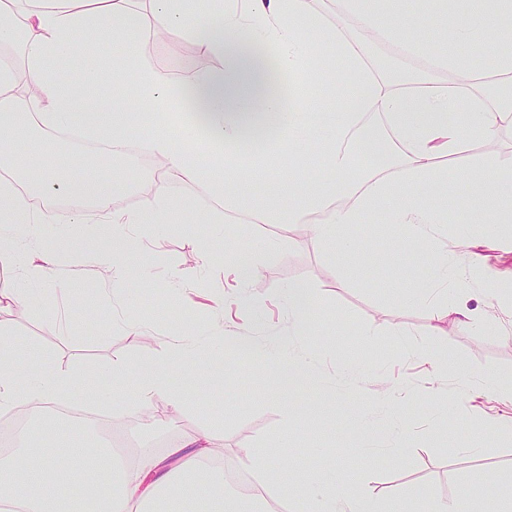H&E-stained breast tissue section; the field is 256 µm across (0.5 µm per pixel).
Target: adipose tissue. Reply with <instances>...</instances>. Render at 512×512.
<instances>
[{"instance_id":"1","label":"adipose tissue","mask_w":512,"mask_h":512,"mask_svg":"<svg viewBox=\"0 0 512 512\" xmlns=\"http://www.w3.org/2000/svg\"><path fill=\"white\" fill-rule=\"evenodd\" d=\"M399 2L336 0L331 21L313 8V0H209L200 19L193 16L190 0H146L143 13L133 0H0V51L19 50L24 64L20 78L11 67L0 68V268L22 271L32 280L54 276L59 260L77 252L78 236L57 235L31 256L23 254L21 241L52 223L61 197L75 196L111 225L112 244L96 260L113 282L126 283L135 275L129 254L147 251L151 241L128 236L125 225L192 227L167 190L173 181L202 188L213 211L228 218L243 214L255 224H308L337 257L363 253L355 227L391 198L400 201L393 221L402 240L434 245L443 224L466 239L469 215H451L412 194L416 187L436 193L452 176L465 179L481 197V223L512 224V185L500 179L499 161L467 156L474 144L512 127V0H494L491 13L475 7L465 26L442 31L432 54L413 36ZM147 16L155 29L182 30L214 59V67L175 86L163 71L140 65ZM352 20L371 40L392 44L408 58H426L427 68L390 78L349 34ZM83 40L93 52L105 45L120 48L123 76L148 109V119L125 107L100 106L98 90L106 75L63 71L49 76V65ZM477 40L495 51L490 69L471 63L467 49ZM434 69L467 80L441 84L430 77ZM339 74L349 78L345 102L326 120L310 109L313 92ZM370 115L378 116L379 124L367 123ZM59 130L107 145L108 159L116 161L125 158L134 138L143 137L162 164L153 177V194L140 208L121 210L114 206L115 191L125 178L104 181L90 173L77 181L63 179L41 162L48 134ZM358 148L373 159L360 173L354 163ZM311 153L329 178L307 177ZM284 156L295 164L284 192L262 198L248 194L249 181L278 177ZM454 282V269L444 262L437 279L416 287L414 294L438 322L473 323L475 312L442 298ZM20 344L11 325L0 321L1 410L21 404L42 409L79 386L93 387L102 405L132 413L155 404L153 420L160 428L172 425L174 412L187 407L160 363L147 361L133 370L117 361L103 371L72 372L46 357L30 365ZM224 344L233 353L261 358L265 370L276 375L280 399H290L292 389L312 376L306 358L262 348L239 335L225 337ZM133 372L138 383L130 389L126 382ZM39 436L62 438L71 460L34 448ZM19 442L20 456L0 461V512H133L162 497L192 498L216 512H238L227 504L230 483L223 470L211 466L216 453L206 431L183 437L166 456L134 464L96 449V479L84 487L72 461L84 459L85 443L62 418L42 411ZM292 494L304 498L310 512H385L362 489L338 496L315 481Z\"/></svg>"}]
</instances>
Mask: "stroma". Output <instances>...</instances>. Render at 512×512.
Listing matches in <instances>:
<instances>
[{"instance_id":"35a3bbf8","label":"stroma","mask_w":512,"mask_h":512,"mask_svg":"<svg viewBox=\"0 0 512 512\" xmlns=\"http://www.w3.org/2000/svg\"><path fill=\"white\" fill-rule=\"evenodd\" d=\"M473 0H452L448 11L428 14L423 0H403L401 9L415 22V34L427 48L435 46V26L464 23ZM192 44L182 31L160 39L143 35L140 59L159 68L176 83L212 67L201 54H187ZM125 167L129 185L116 196L120 209L137 208L149 186L155 160L143 142L131 144ZM175 204L194 222L187 231L170 224H141L137 235L157 241L153 250L134 253L130 262L136 278L113 293L109 274L93 261L94 254L112 242L106 224L84 227L80 251L62 259L55 278L43 282L47 308L22 306L0 313L12 322L24 342L22 353L41 350L62 368H106L115 361L136 364L164 356L173 335H201L204 346L195 355L199 364L221 355L214 336L240 334L292 353L315 359L317 384L298 387L292 408L273 396L274 380L256 374L252 358H231L221 382L189 373L182 363L172 365L175 383L191 396L172 431L173 439L212 430L227 465L247 466L245 451H264L269 486H302L318 479L317 457L328 458L347 475L349 487L360 486L384 505L401 512H431L433 505L468 489L473 512H512V401L497 393L512 386V340L506 333L512 317L499 300L479 292L469 272L466 251L440 232L433 251L398 243L392 222L397 200L382 202L357 228L370 255L347 261L332 257L311 237L305 225L252 224L238 237L226 239L224 225L193 185H169ZM207 238L217 252L205 258L198 246ZM283 247L270 254L262 267L264 290L272 291L257 317L238 313L242 288L223 251L233 247L239 256L265 250L272 239ZM455 256L460 286L451 299L480 315L474 325L449 321L432 330L426 313L409 299L395 296L436 274V257ZM177 270L193 271L192 279L172 283ZM346 287H337V279ZM295 282L309 286L315 308L309 332H301L280 293ZM99 289L102 299L92 314L68 305L71 289ZM143 329L130 331L127 321ZM447 358L450 372L443 381L432 379L431 353ZM401 417L409 428L401 454L386 452L397 439L390 425ZM367 419L379 436L367 447L359 432ZM475 452H468V445Z\"/></svg>"}]
</instances>
